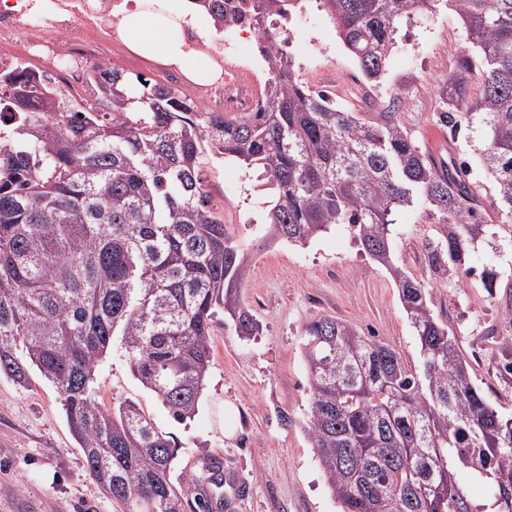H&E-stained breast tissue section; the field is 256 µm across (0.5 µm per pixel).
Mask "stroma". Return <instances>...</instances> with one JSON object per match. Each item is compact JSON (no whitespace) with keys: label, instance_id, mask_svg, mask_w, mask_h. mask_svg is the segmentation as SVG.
Wrapping results in <instances>:
<instances>
[{"label":"stroma","instance_id":"1","mask_svg":"<svg viewBox=\"0 0 512 512\" xmlns=\"http://www.w3.org/2000/svg\"><path fill=\"white\" fill-rule=\"evenodd\" d=\"M85 29L98 51L91 65L115 61L129 77L144 76L200 101L204 87L181 71L135 54L98 22ZM462 43V24L452 9L413 17L401 27L382 82L374 84L331 18L309 4L292 17L287 54L310 90L328 93L337 106L370 122L395 113L422 151L446 164L473 156L439 121V86L458 71ZM203 162L206 189L224 228L249 257L241 292L261 332L241 339L229 320L215 316L205 388L185 422L134 378L117 343L99 367L100 396L111 407L139 403L155 427L174 438L179 453L173 483L198 472L200 458L220 459L229 512H340L303 429L310 379L302 337L310 321L333 316L391 346L406 364L419 365L418 340L398 287L340 226L304 246L265 244L257 231L258 193L239 166L211 152ZM395 220L396 263L425 286L487 400L512 414V373L505 369L512 363V226H499L498 249L479 246L474 274L454 279L437 276L428 263V243L448 232L439 214L421 204L398 211ZM487 263L499 273L491 291L478 275ZM229 403L238 409L230 434L224 430ZM0 512H120L90 475L57 389L36 370L24 388L0 376Z\"/></svg>","mask_w":512,"mask_h":512}]
</instances>
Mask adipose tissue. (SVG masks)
Wrapping results in <instances>:
<instances>
[{
  "instance_id": "1",
  "label": "adipose tissue",
  "mask_w": 512,
  "mask_h": 512,
  "mask_svg": "<svg viewBox=\"0 0 512 512\" xmlns=\"http://www.w3.org/2000/svg\"><path fill=\"white\" fill-rule=\"evenodd\" d=\"M120 15L119 32L136 54L175 67L200 85L221 80V65L183 35L197 24L191 0H133L121 6Z\"/></svg>"
}]
</instances>
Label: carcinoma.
<instances>
[{"mask_svg": "<svg viewBox=\"0 0 512 512\" xmlns=\"http://www.w3.org/2000/svg\"><path fill=\"white\" fill-rule=\"evenodd\" d=\"M225 0H193L218 32ZM447 3L466 47L439 88L440 122L464 134L512 223V0H320L369 80L380 81L403 20ZM301 0H248L242 24L269 62L265 107L208 112L172 88L111 63L86 81L101 112L46 73L0 69V375L21 387L38 370L62 396L90 474L125 512H182L208 476L170 480L176 444L133 401L100 398L97 369L120 337L130 369L179 421L192 417L222 310L243 338L245 258L205 190L204 147L260 170L262 239L305 245L342 225L390 271L421 364L346 323L305 327L311 401L303 428L341 512H480L461 471L485 482L493 512H512V416L472 382L457 339L426 289L394 264L396 213L423 202L448 224L428 247L436 272L472 273L496 224L467 160L437 166L393 112L365 122L310 90L271 31ZM479 76L478 88L471 77Z\"/></svg>", "mask_w": 512, "mask_h": 512, "instance_id": "1", "label": "carcinoma"}]
</instances>
